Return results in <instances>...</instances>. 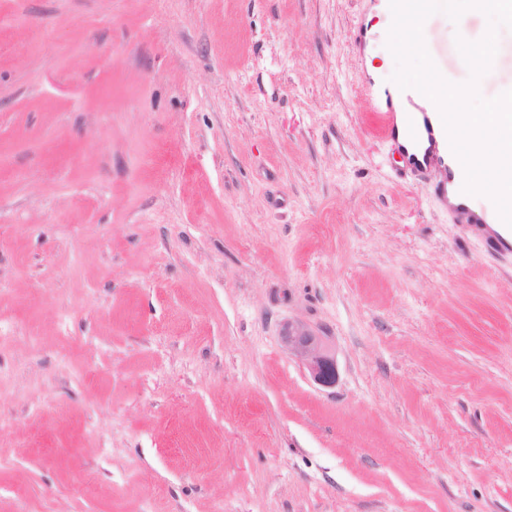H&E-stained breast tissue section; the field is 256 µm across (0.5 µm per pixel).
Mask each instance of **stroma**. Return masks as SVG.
<instances>
[{
	"label": "stroma",
	"mask_w": 512,
	"mask_h": 512,
	"mask_svg": "<svg viewBox=\"0 0 512 512\" xmlns=\"http://www.w3.org/2000/svg\"><path fill=\"white\" fill-rule=\"evenodd\" d=\"M377 2L0 0V512H512V255L397 177L348 32L467 41ZM280 339L288 354L299 360L317 384H336V362L322 336L303 323L288 320L281 325Z\"/></svg>",
	"instance_id": "obj_1"
}]
</instances>
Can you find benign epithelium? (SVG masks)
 Here are the masks:
<instances>
[{
    "instance_id": "benign-epithelium-1",
    "label": "benign epithelium",
    "mask_w": 512,
    "mask_h": 512,
    "mask_svg": "<svg viewBox=\"0 0 512 512\" xmlns=\"http://www.w3.org/2000/svg\"><path fill=\"white\" fill-rule=\"evenodd\" d=\"M280 339L288 354L294 356L319 385L336 384L337 368L323 337L300 322L287 321L281 325Z\"/></svg>"
}]
</instances>
